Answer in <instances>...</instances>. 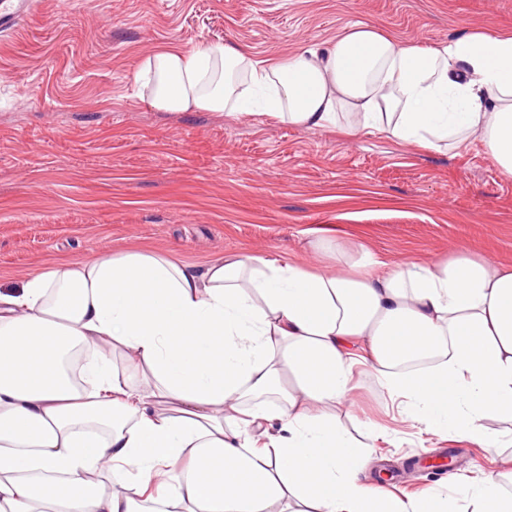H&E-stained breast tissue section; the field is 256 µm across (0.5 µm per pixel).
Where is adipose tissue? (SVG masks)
<instances>
[{"label": "adipose tissue", "mask_w": 512, "mask_h": 512, "mask_svg": "<svg viewBox=\"0 0 512 512\" xmlns=\"http://www.w3.org/2000/svg\"><path fill=\"white\" fill-rule=\"evenodd\" d=\"M137 78L165 112H347L351 133L437 151L477 134L512 175V33L421 48L356 23L262 68L230 42L172 46ZM361 363L421 431L500 447L484 420L512 415V267L141 250L36 270L0 290V512H512L482 478L411 503L362 486L334 413Z\"/></svg>", "instance_id": "adipose-tissue-1"}]
</instances>
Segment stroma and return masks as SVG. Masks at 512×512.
Returning a JSON list of instances; mask_svg holds the SVG:
<instances>
[{
	"label": "stroma",
	"instance_id": "1",
	"mask_svg": "<svg viewBox=\"0 0 512 512\" xmlns=\"http://www.w3.org/2000/svg\"><path fill=\"white\" fill-rule=\"evenodd\" d=\"M0 33V284L60 260L148 249L201 266L264 253L334 265L364 246L394 261L462 251L512 265V176L480 136L438 152L349 135L347 118L304 129L259 114L159 112L141 98L142 59L213 42L275 62L332 48L362 22L428 47L469 30L512 32V0H35ZM323 242L326 251L312 249ZM336 420L382 432L361 481L401 498L450 478L512 491V447L491 453L404 422L368 367ZM453 452L451 470L426 456Z\"/></svg>",
	"mask_w": 512,
	"mask_h": 512
}]
</instances>
